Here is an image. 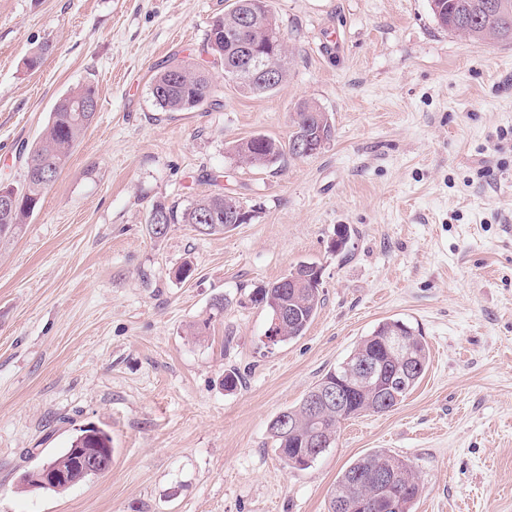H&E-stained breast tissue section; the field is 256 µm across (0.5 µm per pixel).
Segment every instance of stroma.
Listing matches in <instances>:
<instances>
[{
  "label": "stroma",
  "instance_id": "35a3bbf8",
  "mask_svg": "<svg viewBox=\"0 0 512 512\" xmlns=\"http://www.w3.org/2000/svg\"><path fill=\"white\" fill-rule=\"evenodd\" d=\"M229 2L0 0V182H22L23 147L71 88L99 98L0 244V512H327L340 472L380 448L411 461L415 512H512V43L440 29L430 0H271L293 57L279 89L246 97L217 69L222 105L159 111L154 74L200 56ZM304 102L333 125L317 155L239 163L233 145L287 141ZM218 191L250 223L151 233L153 203ZM302 261L322 304L304 336L267 345L250 295ZM387 318L421 330L422 380L288 468L269 422ZM89 426L112 440L108 473L25 486Z\"/></svg>",
  "mask_w": 512,
  "mask_h": 512
}]
</instances>
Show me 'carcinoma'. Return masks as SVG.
<instances>
[{"mask_svg": "<svg viewBox=\"0 0 512 512\" xmlns=\"http://www.w3.org/2000/svg\"><path fill=\"white\" fill-rule=\"evenodd\" d=\"M244 8L255 10L260 17V24L246 34L245 44L266 47L268 34L274 32L282 39L284 55H289L287 38L272 12L270 0H232L224 16L212 22L207 34L204 52L211 56L210 66L183 60L155 74L151 95L161 111L189 112L221 96V87L213 82L210 68L217 66L230 75V68L239 65L242 48L234 27L237 12ZM431 10L440 27L451 33L462 28L473 42H512V0H431ZM235 86L249 96H263L277 89L261 76H253L247 83L237 82ZM81 101H98L94 85L78 86L56 104L42 136L27 153L21 184H0V190L17 193L8 208H0V242L22 231L43 193L55 183L74 147L94 122L96 113L77 111ZM301 108L303 111L295 113L292 120L293 131L288 144L265 135L254 136L234 145L235 155L251 167H268L287 155L298 157L293 142L301 135L316 137L322 133L327 139L332 137L331 124L320 122L327 118L325 112L308 102L301 104ZM239 206V200L222 193L202 198L184 209L176 203L160 201L155 207L165 210L168 223L152 233L162 236L170 224H194L206 234L222 232L227 229L230 214ZM316 269L313 262H300L287 275L253 294L252 301L267 311L268 326H276L273 344L305 335L314 320L322 303L319 287L313 279ZM397 335L404 338L411 358L412 369L408 372L395 369L384 360L381 352L380 340ZM369 356L383 360L373 392H354V397L340 412L336 411V406L324 404L317 412H311L310 403L317 392L329 385L349 382V368ZM429 363V348L420 331L399 319L380 322L297 406L278 413L270 421L268 433L280 458L287 465L296 459L301 461V467L310 466L335 445L343 421L365 413L384 414L401 404L425 375ZM89 451L112 458L110 437L95 427L80 429L70 446L53 457L57 470L67 474L68 482H50L46 489L61 493L83 481L81 462ZM391 467L396 469L393 482L378 486L375 474ZM419 494L420 484L409 460L386 449H377L355 459L337 477L327 512H385V501L392 503L390 512H412Z\"/></svg>", "mask_w": 512, "mask_h": 512, "instance_id": "obj_1", "label": "carcinoma"}]
</instances>
